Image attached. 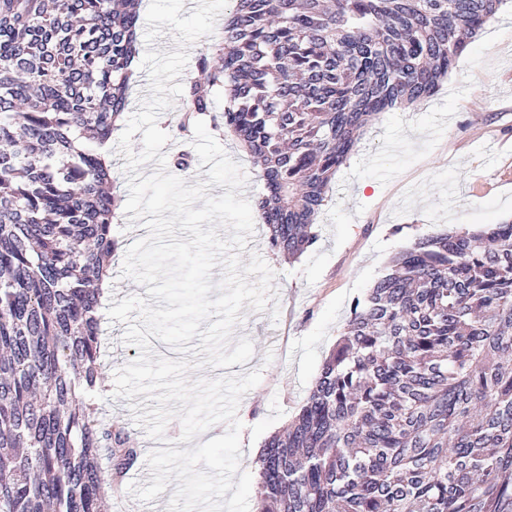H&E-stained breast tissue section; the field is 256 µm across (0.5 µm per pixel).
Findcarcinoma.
<instances>
[{"label": "carcinoma", "mask_w": 512, "mask_h": 512, "mask_svg": "<svg viewBox=\"0 0 512 512\" xmlns=\"http://www.w3.org/2000/svg\"><path fill=\"white\" fill-rule=\"evenodd\" d=\"M503 2L232 0L179 129L246 147L269 244L297 257L364 128L433 96ZM140 17L0 0V512H102L138 458L98 397L120 202L101 148ZM256 464L258 512H512V224L401 251Z\"/></svg>", "instance_id": "carcinoma-1"}]
</instances>
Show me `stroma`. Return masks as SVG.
<instances>
[{
	"instance_id": "obj_1",
	"label": "stroma",
	"mask_w": 512,
	"mask_h": 512,
	"mask_svg": "<svg viewBox=\"0 0 512 512\" xmlns=\"http://www.w3.org/2000/svg\"><path fill=\"white\" fill-rule=\"evenodd\" d=\"M182 99L158 118L170 140L163 154L189 155L187 185L206 180L192 146L177 124ZM512 222V0L500 8L467 46L440 90L411 110L384 113L367 128L346 164L337 171L318 218V240L291 259L272 249L266 229L255 224L247 248L274 273L275 296L265 311L243 306L233 338L247 337L254 355L232 373L258 369L260 383L240 400V468L257 475L252 447L282 430L302 405L322 363L336 346L354 300L367 296L392 258L427 233ZM147 229L122 220L113 235L112 303L146 289L121 270L131 240ZM106 337L102 372L113 384L116 371L136 358L123 341L125 324L102 317ZM102 409L125 427L137 463L112 494L107 512H165L172 496L137 499L130 484L150 485L147 457L158 448L139 423L128 399L107 394Z\"/></svg>"
}]
</instances>
